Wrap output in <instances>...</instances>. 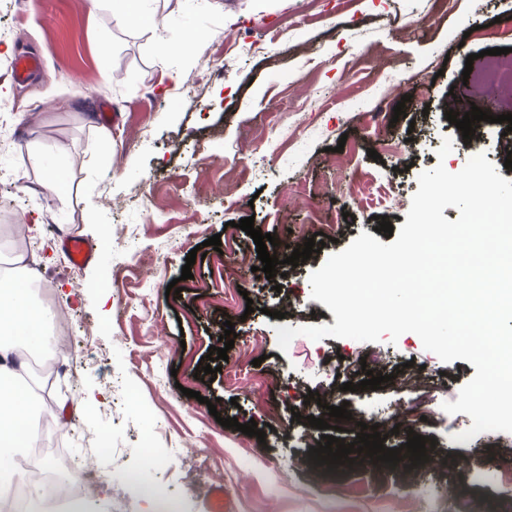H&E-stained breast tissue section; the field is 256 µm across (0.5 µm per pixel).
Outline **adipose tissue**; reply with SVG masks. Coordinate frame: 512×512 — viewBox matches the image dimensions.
Returning <instances> with one entry per match:
<instances>
[{
  "label": "adipose tissue",
  "instance_id": "ef3b65f1",
  "mask_svg": "<svg viewBox=\"0 0 512 512\" xmlns=\"http://www.w3.org/2000/svg\"><path fill=\"white\" fill-rule=\"evenodd\" d=\"M48 319L32 295L23 267L0 276V499L19 479L14 466L26 449L38 445L41 408L27 386V357L47 329Z\"/></svg>",
  "mask_w": 512,
  "mask_h": 512
}]
</instances>
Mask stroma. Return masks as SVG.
Here are the masks:
<instances>
[{"label":"stroma","instance_id":"obj_1","mask_svg":"<svg viewBox=\"0 0 512 512\" xmlns=\"http://www.w3.org/2000/svg\"><path fill=\"white\" fill-rule=\"evenodd\" d=\"M25 5L20 14L0 0V105L15 108L0 136V224L24 226L71 341L29 357L60 452L22 457L25 499L9 497L10 512H60L66 494L37 474L69 463L97 478L87 497L96 512H147L145 481L176 512H208L205 492L219 484L233 512H512V434L456 441L471 419L441 407L472 363L442 362L412 332L394 343L299 335L285 350L276 334L284 323L334 325L310 274L360 233L387 243L377 219L405 224L422 171L464 168L457 153L436 155L457 134L443 101L495 115L476 133L496 161L512 102L489 92L482 53L504 48L512 61V0H168L137 25L92 0ZM189 33L198 42L178 51ZM24 50L43 66L19 84L8 73ZM33 100L40 111H28ZM44 161L67 175L65 200L44 187ZM249 216L279 241L268 249L277 277L254 271L256 245L235 226ZM317 232L324 248L286 264ZM64 234L88 242L93 259L73 266ZM216 234L220 250L206 247L182 279L189 251ZM176 278L182 294H167ZM227 321L236 338L221 372L195 379ZM374 352L388 382L343 390L329 361ZM409 361L424 383H448L419 430L432 444L416 482L404 484L401 462L309 465L322 432L307 421L317 411L307 393L382 425L411 396L392 379ZM221 415L266 426L265 439L222 427Z\"/></svg>","mask_w":512,"mask_h":512}]
</instances>
